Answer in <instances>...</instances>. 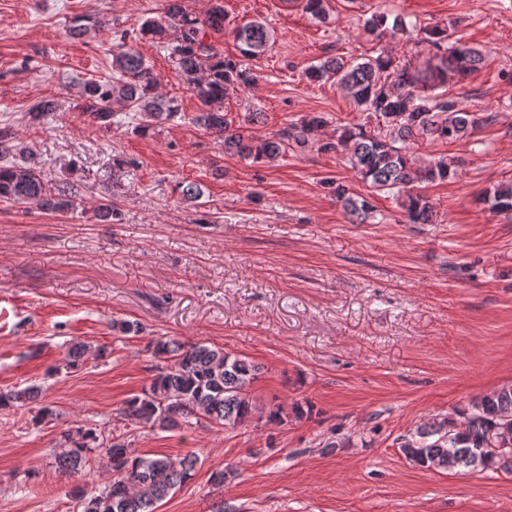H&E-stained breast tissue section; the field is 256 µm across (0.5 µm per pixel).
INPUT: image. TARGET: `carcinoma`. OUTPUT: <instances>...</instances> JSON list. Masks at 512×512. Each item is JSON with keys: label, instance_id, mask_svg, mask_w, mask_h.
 Listing matches in <instances>:
<instances>
[{"label": "carcinoma", "instance_id": "cac0c4a2", "mask_svg": "<svg viewBox=\"0 0 512 512\" xmlns=\"http://www.w3.org/2000/svg\"><path fill=\"white\" fill-rule=\"evenodd\" d=\"M165 19H147L138 38L159 44L177 77L200 102L192 122L216 137L230 156L257 162H275L295 148L318 153L342 151L350 168L378 191L393 197L410 224L433 222V203L416 192L421 183L442 182L457 175L459 162L445 156L417 158L411 147L420 140L453 143L496 115L476 117L460 108L458 101L432 90L470 74L482 62L476 48L450 41L446 29L434 28L427 41L436 49L426 68L413 72L387 52L363 61L329 58L311 67L312 81L336 80L343 92L363 112L374 116L370 125L348 124L336 141L320 138L327 120L320 115L302 117L271 135L253 130L258 123L252 112L232 124L224 112L230 89L247 86L255 77L246 62L264 54L274 33L261 21H250L234 31L240 59L224 57L211 33L224 31V7L217 3L201 18L184 7L182 0H166ZM98 21L77 16L69 36L84 39L96 32ZM83 111L99 126H115L135 120L134 130L147 136L158 125L183 119L176 99L159 91V82L143 56L125 39L112 42V79L85 80L81 84ZM125 113L118 112V109ZM54 100L43 98L27 110L28 121L40 123L56 111ZM17 150L10 128H0V200L35 205L44 211L64 213L73 208L75 188L69 182L43 180L34 168L9 160ZM336 200L359 224L373 217L375 207L364 197H354L330 180ZM485 200L499 213H512V180L503 181ZM95 219L110 224L114 217L111 193H105L94 211ZM157 360L148 390L126 401L120 415L139 428H175L204 421L227 429L247 423L256 409L249 387L257 368L248 360L233 357L221 347L186 344L175 338L157 339L147 346ZM39 390L27 387L0 393V408L38 399ZM512 432V386L470 403V407L439 422L425 424L414 437L401 442L404 456L419 465L426 463L448 472L460 468L495 470L512 474V449H496L503 429ZM106 459L112 480L91 493L78 486L74 493L82 512H157L160 503L193 476L198 457L178 460L163 454L133 453L122 441L104 442L93 429L70 428L63 432L56 460L63 471L78 475L91 455Z\"/></svg>", "mask_w": 512, "mask_h": 512}]
</instances>
